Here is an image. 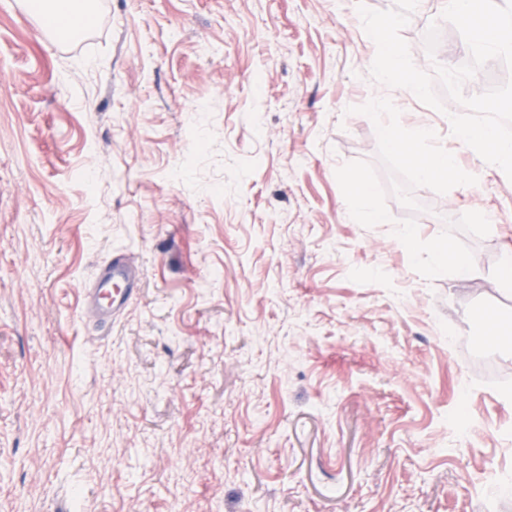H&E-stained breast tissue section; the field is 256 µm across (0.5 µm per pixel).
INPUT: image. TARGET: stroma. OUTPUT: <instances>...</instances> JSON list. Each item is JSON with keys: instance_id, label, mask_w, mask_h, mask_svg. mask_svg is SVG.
Segmentation results:
<instances>
[{"instance_id": "1", "label": "stroma", "mask_w": 512, "mask_h": 512, "mask_svg": "<svg viewBox=\"0 0 512 512\" xmlns=\"http://www.w3.org/2000/svg\"><path fill=\"white\" fill-rule=\"evenodd\" d=\"M361 1L395 5L97 0L57 45L0 0V512H512V356L480 321L512 329V180L452 135L461 105L371 80ZM444 7L402 31L426 72L460 47L426 53ZM373 98L479 181L359 224L335 170L390 186ZM483 209L473 278H423L393 234ZM118 251L142 276L99 329L81 291Z\"/></svg>"}]
</instances>
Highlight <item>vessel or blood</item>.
Instances as JSON below:
<instances>
[{
  "mask_svg": "<svg viewBox=\"0 0 512 512\" xmlns=\"http://www.w3.org/2000/svg\"><path fill=\"white\" fill-rule=\"evenodd\" d=\"M140 269L117 252L98 270L92 287L83 291V314L92 324L104 327L133 299Z\"/></svg>",
  "mask_w": 512,
  "mask_h": 512,
  "instance_id": "obj_1",
  "label": "vessel or blood"
}]
</instances>
